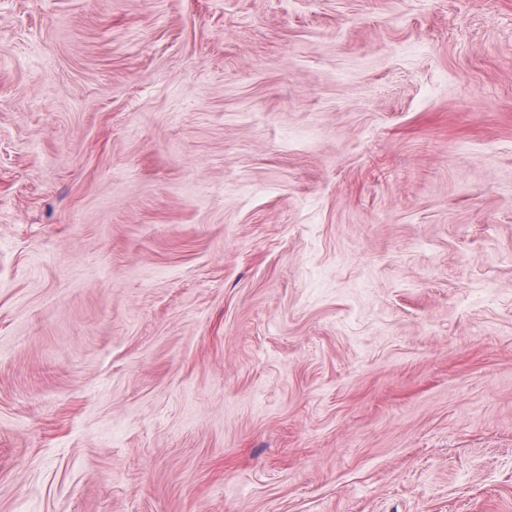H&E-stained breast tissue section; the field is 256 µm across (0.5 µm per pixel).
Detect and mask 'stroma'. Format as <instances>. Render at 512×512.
Listing matches in <instances>:
<instances>
[{
	"instance_id": "obj_1",
	"label": "stroma",
	"mask_w": 512,
	"mask_h": 512,
	"mask_svg": "<svg viewBox=\"0 0 512 512\" xmlns=\"http://www.w3.org/2000/svg\"><path fill=\"white\" fill-rule=\"evenodd\" d=\"M0 512H512V0H0Z\"/></svg>"
}]
</instances>
